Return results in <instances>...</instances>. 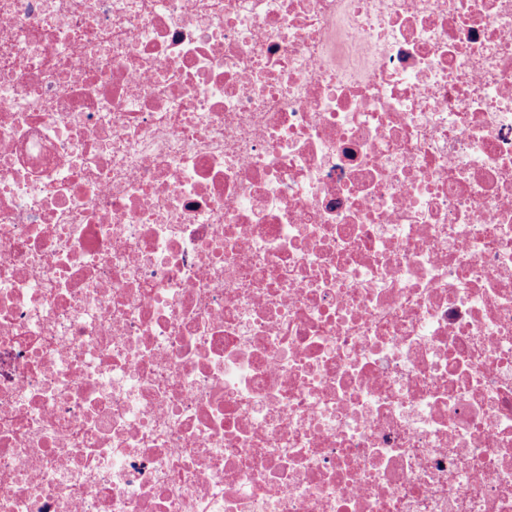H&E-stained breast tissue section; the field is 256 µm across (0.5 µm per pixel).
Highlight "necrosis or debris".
<instances>
[{
    "label": "necrosis or debris",
    "instance_id": "1",
    "mask_svg": "<svg viewBox=\"0 0 512 512\" xmlns=\"http://www.w3.org/2000/svg\"><path fill=\"white\" fill-rule=\"evenodd\" d=\"M0 512H512V0H0Z\"/></svg>",
    "mask_w": 512,
    "mask_h": 512
}]
</instances>
